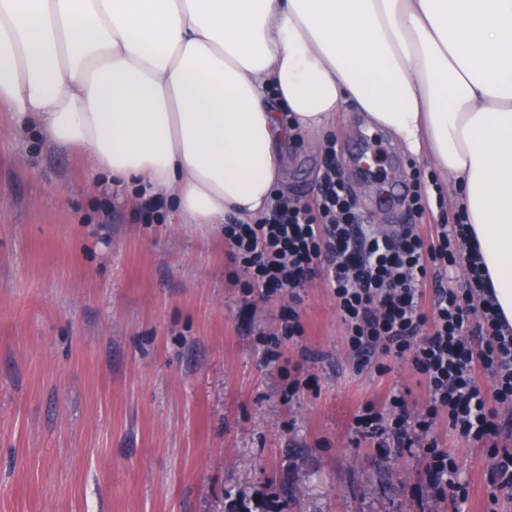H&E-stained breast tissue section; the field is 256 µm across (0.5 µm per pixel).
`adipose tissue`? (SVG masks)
<instances>
[{
  "label": "adipose tissue",
  "mask_w": 512,
  "mask_h": 512,
  "mask_svg": "<svg viewBox=\"0 0 512 512\" xmlns=\"http://www.w3.org/2000/svg\"><path fill=\"white\" fill-rule=\"evenodd\" d=\"M348 103L449 178L512 325V0H0L16 127L185 224L254 221Z\"/></svg>",
  "instance_id": "ef3b65f1"
}]
</instances>
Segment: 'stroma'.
I'll return each instance as SVG.
<instances>
[{
  "mask_svg": "<svg viewBox=\"0 0 512 512\" xmlns=\"http://www.w3.org/2000/svg\"><path fill=\"white\" fill-rule=\"evenodd\" d=\"M370 124L337 112L327 135L281 148V191L316 195L325 145L350 153ZM378 173L345 171L360 209L386 230L416 223L406 204H378L381 176L433 174L428 155L388 133ZM223 227L179 223L173 206L142 223L81 147L17 131L0 111V512H452L425 475V449L360 439L353 417L393 389L426 401L404 361L351 356L321 281L297 306L303 336L263 357L288 301L246 295ZM308 386L290 393L292 380ZM483 512L489 451L439 419Z\"/></svg>",
  "mask_w": 512,
  "mask_h": 512,
  "instance_id": "obj_1",
  "label": "stroma"
}]
</instances>
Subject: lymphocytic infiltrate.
<instances>
[{
  "instance_id": "1",
  "label": "lymphocytic infiltrate",
  "mask_w": 512,
  "mask_h": 512,
  "mask_svg": "<svg viewBox=\"0 0 512 512\" xmlns=\"http://www.w3.org/2000/svg\"><path fill=\"white\" fill-rule=\"evenodd\" d=\"M336 156L335 144H328L319 192L311 200L278 192L256 223L224 227V244L247 293L265 300L285 295L292 302L280 315L279 332L261 340L264 359L276 362L282 341L303 335L294 303L309 282L322 280L345 326L348 352L406 361L426 385L421 412L409 413L404 392L396 390L361 406L353 419L356 432L382 448H426L428 480L447 489L453 512H464L468 491L459 466L428 438L436 419L447 416L459 438L491 446L496 480L486 512H498L499 491L512 487V327L502 322L485 286L465 217L445 213L444 200H431L416 171L409 211L421 218L440 207L434 235L423 236L409 224L378 232L360 212ZM460 264L468 271L464 287H445ZM482 367L494 375L490 401L477 379Z\"/></svg>"
}]
</instances>
